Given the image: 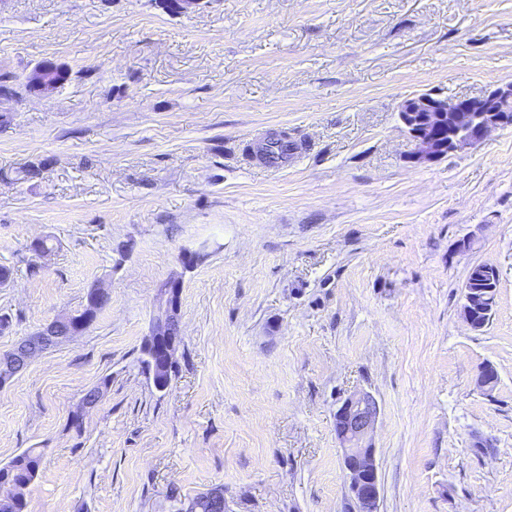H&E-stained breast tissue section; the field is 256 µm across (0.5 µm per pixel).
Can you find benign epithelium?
<instances>
[{
    "mask_svg": "<svg viewBox=\"0 0 512 512\" xmlns=\"http://www.w3.org/2000/svg\"><path fill=\"white\" fill-rule=\"evenodd\" d=\"M400 119L415 143L414 157L433 160L463 151L480 143L490 132L512 126V83L499 86L475 98L454 101L422 94L405 99ZM158 289V311L146 336L153 371H170L182 340L179 278ZM491 303L490 290L468 281L464 286L463 318L476 331L475 312ZM96 315L89 311L77 320L65 316L49 323L38 333L24 337L7 353L0 355V382L20 374L32 359L73 337L84 333ZM498 373L491 365L480 368L475 380L482 391L490 389ZM380 408L375 396L366 390L349 394L336 410V436L343 449L348 492L358 512H379L380 482L372 434Z\"/></svg>",
    "mask_w": 512,
    "mask_h": 512,
    "instance_id": "1",
    "label": "benign epithelium"
}]
</instances>
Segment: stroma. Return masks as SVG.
Segmentation results:
<instances>
[{"instance_id":"1","label":"stroma","mask_w":512,"mask_h":512,"mask_svg":"<svg viewBox=\"0 0 512 512\" xmlns=\"http://www.w3.org/2000/svg\"><path fill=\"white\" fill-rule=\"evenodd\" d=\"M167 2L0 0V354L111 296L0 386V465L42 453L27 512H185L215 487L232 512H347L357 389L380 512H512V127L419 162L399 117L512 82V0ZM47 61L68 81L29 90ZM278 134L298 151L271 171L253 147ZM481 262L501 276L475 331ZM174 274L160 392L141 345ZM475 282L467 281L464 286V304H463V318L468 324V326L472 330L479 329V322L475 319V312L483 309H487L488 304L491 303L492 297V308L489 310H485L484 312H480L478 315V320L482 322L481 326L483 328L489 323L490 318L492 316L494 307L496 305V299L498 294V286L497 288H489L494 289L490 293L489 289L476 287ZM491 295H490V294ZM380 408L366 390L349 394L336 410V436L343 449L348 492L360 512H379L380 482L372 434Z\"/></svg>"}]
</instances>
